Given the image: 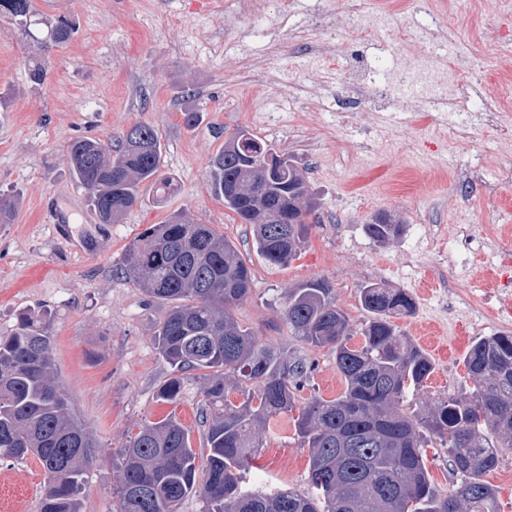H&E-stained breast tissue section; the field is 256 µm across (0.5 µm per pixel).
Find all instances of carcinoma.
Masks as SVG:
<instances>
[{
  "label": "carcinoma",
  "instance_id": "1",
  "mask_svg": "<svg viewBox=\"0 0 512 512\" xmlns=\"http://www.w3.org/2000/svg\"><path fill=\"white\" fill-rule=\"evenodd\" d=\"M2 12L24 24L36 16L33 0H0ZM73 33L74 23L60 19L47 25L44 43L64 47ZM67 155L102 224L123 220L144 186L162 197L176 190L161 175V137L145 122L109 146L75 139ZM305 186L294 160L246 128L210 160V194L250 226L254 250L270 264L295 259L309 234L319 203ZM16 208L15 196L1 194L0 224L11 223ZM365 231L385 245L404 224L382 212ZM120 271L168 305L155 332L170 367L158 396L179 403L184 375L198 372L206 454L192 448L190 430L173 415L140 427L115 463L117 512H180L191 495L206 512H500L497 490L484 477L498 466L500 449L512 448V334L475 340L465 359L471 391L422 413L408 395L424 388L434 364L393 322L414 312L411 296L364 285L359 302L367 320L362 341L352 345L331 285L310 281L289 289L283 320L301 341L335 353L345 387L335 399L300 402L309 366L261 343L236 319L234 308L251 293L252 269L212 225L182 214L153 224L127 247ZM52 347V322L43 314L20 315L0 340V459L35 455L47 473L40 512H80L94 444L55 381ZM285 416L309 448L310 491L247 488L250 461L270 424ZM431 440L448 449L457 478L449 495L437 490L428 470Z\"/></svg>",
  "mask_w": 512,
  "mask_h": 512
}]
</instances>
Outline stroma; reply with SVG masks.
I'll use <instances>...</instances> for the list:
<instances>
[{"label": "stroma", "mask_w": 512, "mask_h": 512, "mask_svg": "<svg viewBox=\"0 0 512 512\" xmlns=\"http://www.w3.org/2000/svg\"><path fill=\"white\" fill-rule=\"evenodd\" d=\"M35 0L48 21L74 19L78 29L63 48L45 46L43 25L25 27L0 16V192L18 195L11 223L0 224V337L23 311H45L53 324L58 381L97 445L84 475L82 512H116L114 463L130 434L175 414L194 439L203 428L196 373L185 376L180 403L157 391L169 366L155 344L164 304L152 301L119 271L132 240L148 226L181 213L213 225L249 260L253 283L236 307L239 321L263 343L306 359L311 370L302 398L333 399L344 381L329 348L294 337L282 312L290 288L324 279L350 319L353 342L362 339L366 314L359 290L376 282L401 288L416 301L400 332L436 365L424 393L442 398L468 391L464 363L473 342L458 320L471 295L495 304L494 268L485 262L489 225L512 227V110L498 111V130L452 133L449 106L398 111L373 100L337 123L328 105L343 100L367 70L394 60L423 65L424 77L448 84L453 70L430 57L425 39L394 42L402 23L429 26L428 17L404 13L399 0H368L371 20L385 30L357 53L323 50L329 38L345 41L352 0ZM445 27L431 39L468 48L460 34L493 19L503 42L484 45V68L468 90L474 106L495 107L500 80L512 81V10L503 0H434ZM260 14L262 26L234 28ZM48 68L44 84L29 80L28 65ZM198 108L187 127L183 113ZM159 132L163 173L177 190L164 200L144 192L120 224H102L87 193L73 179L67 147L88 136L110 142L137 122ZM244 127L291 155L321 202L300 256L283 266L253 249L251 230L207 190L209 162L237 128ZM497 204H487L489 191ZM80 214L71 240L56 229L54 211ZM402 221L400 238L378 246L365 233L371 216ZM468 224L469 238H454L438 257L423 225ZM309 450L293 425H274L265 437L250 485L309 489ZM46 473L34 456L0 460V490L8 512H38Z\"/></svg>", "instance_id": "stroma-1"}]
</instances>
